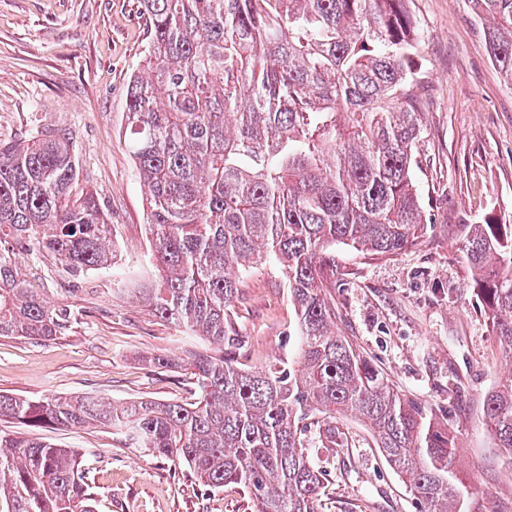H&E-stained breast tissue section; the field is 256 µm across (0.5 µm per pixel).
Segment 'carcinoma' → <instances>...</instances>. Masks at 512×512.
<instances>
[{
  "label": "carcinoma",
  "mask_w": 512,
  "mask_h": 512,
  "mask_svg": "<svg viewBox=\"0 0 512 512\" xmlns=\"http://www.w3.org/2000/svg\"><path fill=\"white\" fill-rule=\"evenodd\" d=\"M407 2L139 0L150 41L125 122L160 277L136 292L156 317L225 351L190 354V403L0 393V418L38 432L107 427L183 461L209 488H244L258 512H318L304 421L347 413L370 427L420 512H472L454 438L342 333L328 296L336 247L389 258L425 233ZM474 4L492 21L495 64L512 77V0ZM111 239L71 133L0 142V336L47 340L71 323L70 309L22 277L18 252L36 245L83 274L110 265ZM460 251L489 332L512 360V224L490 214L465 225ZM269 259L294 310L297 370L280 361L249 371L236 357L238 272ZM483 410L512 463V373ZM0 512H95L80 453L0 435Z\"/></svg>",
  "instance_id": "1"
}]
</instances>
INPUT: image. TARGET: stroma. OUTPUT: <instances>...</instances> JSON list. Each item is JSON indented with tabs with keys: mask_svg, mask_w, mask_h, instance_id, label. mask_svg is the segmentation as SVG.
I'll list each match as a JSON object with an SVG mask.
<instances>
[{
	"mask_svg": "<svg viewBox=\"0 0 512 512\" xmlns=\"http://www.w3.org/2000/svg\"><path fill=\"white\" fill-rule=\"evenodd\" d=\"M418 38L423 135L416 172L425 234L388 259L337 247L345 284L330 291L342 330L395 388L430 409L456 437L455 463L486 508L512 505V469L483 421V401L512 373L488 332L458 250L463 227L487 214L512 224V78L492 60L472 0H409ZM138 0H0V141L46 127L70 129L81 171L112 225L110 267L70 275L52 254L20 253L26 280L68 306L70 330L50 341L0 337V392L23 399L91 394L121 403L190 401L189 367L148 357L217 353V345L158 320L130 292L156 279L146 189L127 146L123 115L149 39ZM233 323L239 360L259 370L294 355V313L274 262L242 273ZM337 447L318 425L305 449L322 474L319 512H419L380 456L366 425L331 419ZM82 454L96 512H255L230 484L204 486L182 462L130 447L108 429L50 430Z\"/></svg>",
	"mask_w": 512,
	"mask_h": 512,
	"instance_id": "stroma-1",
	"label": "stroma"
}]
</instances>
